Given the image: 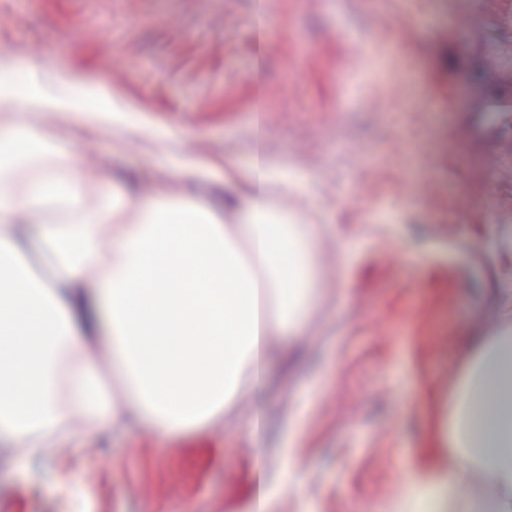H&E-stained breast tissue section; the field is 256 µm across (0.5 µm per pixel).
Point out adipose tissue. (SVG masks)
<instances>
[{
	"label": "adipose tissue",
	"instance_id": "1",
	"mask_svg": "<svg viewBox=\"0 0 512 512\" xmlns=\"http://www.w3.org/2000/svg\"><path fill=\"white\" fill-rule=\"evenodd\" d=\"M108 91L0 55V446L31 439L18 470L71 438L79 415L100 431L169 436L223 422L249 396L242 429L258 440L260 389L276 332L299 330L317 296V242L265 200L254 168L239 223L191 196H142L116 183L88 199L66 132L126 129ZM435 443L444 456L374 512L434 499L442 512H512V327L479 338L448 389Z\"/></svg>",
	"mask_w": 512,
	"mask_h": 512
}]
</instances>
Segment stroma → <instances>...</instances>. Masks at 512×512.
Here are the masks:
<instances>
[{
    "instance_id": "stroma-1",
    "label": "stroma",
    "mask_w": 512,
    "mask_h": 512,
    "mask_svg": "<svg viewBox=\"0 0 512 512\" xmlns=\"http://www.w3.org/2000/svg\"><path fill=\"white\" fill-rule=\"evenodd\" d=\"M512 0H0V54L105 83L131 106L113 130L62 142L90 186L135 176L143 195L243 189L253 114L277 175L269 202L321 235L324 297L267 367L262 452L237 420L165 437L78 430L21 481L0 451V512H71L51 483L76 472L83 512H246L258 463L270 512H370L427 470L429 436L466 358L512 288ZM210 160L186 185L181 156ZM352 243L341 251L339 238Z\"/></svg>"
}]
</instances>
